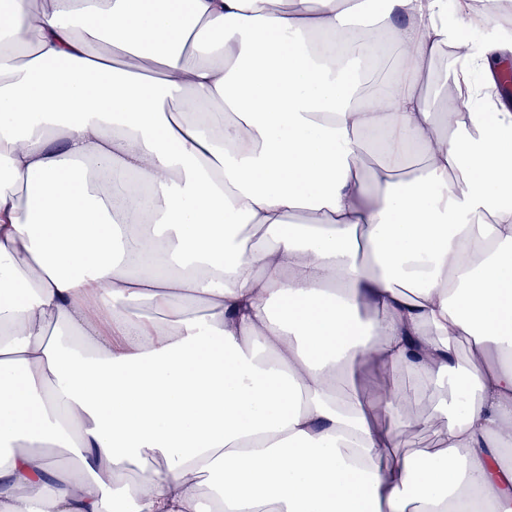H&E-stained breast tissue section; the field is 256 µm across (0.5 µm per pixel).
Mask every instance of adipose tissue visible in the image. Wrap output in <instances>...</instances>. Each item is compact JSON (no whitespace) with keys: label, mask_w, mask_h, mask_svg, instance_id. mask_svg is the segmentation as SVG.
I'll list each match as a JSON object with an SVG mask.
<instances>
[{"label":"adipose tissue","mask_w":512,"mask_h":512,"mask_svg":"<svg viewBox=\"0 0 512 512\" xmlns=\"http://www.w3.org/2000/svg\"><path fill=\"white\" fill-rule=\"evenodd\" d=\"M476 15L0 0V512H512V33ZM365 366L435 386L439 448ZM424 74L421 80L422 92L428 96L430 102L439 112H445L448 108L449 98H444L440 96L438 93V80L437 77L441 73H446L449 75L451 71L450 60L446 59H437L432 62L430 69ZM444 435V427L439 421L434 422L431 428L410 429L400 442L397 451L401 454L431 452L440 445Z\"/></svg>","instance_id":"obj_1"}]
</instances>
